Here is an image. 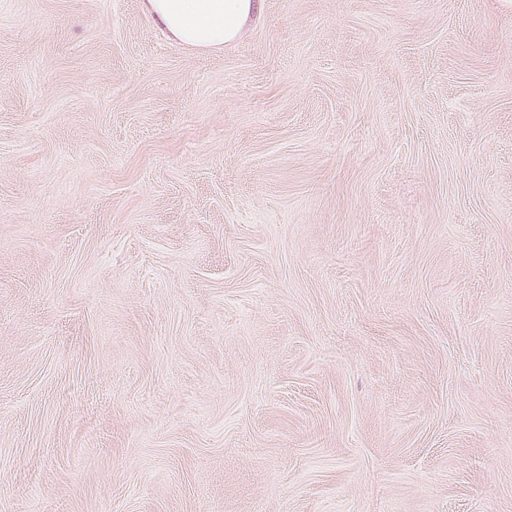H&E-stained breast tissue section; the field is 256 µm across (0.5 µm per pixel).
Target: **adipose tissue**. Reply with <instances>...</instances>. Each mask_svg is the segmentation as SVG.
I'll return each mask as SVG.
<instances>
[{
  "label": "adipose tissue",
  "instance_id": "obj_1",
  "mask_svg": "<svg viewBox=\"0 0 512 512\" xmlns=\"http://www.w3.org/2000/svg\"><path fill=\"white\" fill-rule=\"evenodd\" d=\"M144 8L169 37L211 48L238 38L261 0H144Z\"/></svg>",
  "mask_w": 512,
  "mask_h": 512
}]
</instances>
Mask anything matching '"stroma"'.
I'll return each instance as SVG.
<instances>
[{
  "label": "stroma",
  "mask_w": 512,
  "mask_h": 512,
  "mask_svg": "<svg viewBox=\"0 0 512 512\" xmlns=\"http://www.w3.org/2000/svg\"><path fill=\"white\" fill-rule=\"evenodd\" d=\"M0 512H512V0H0ZM144 8L169 37L211 48L238 38L261 0H144Z\"/></svg>",
  "instance_id": "obj_1"
}]
</instances>
